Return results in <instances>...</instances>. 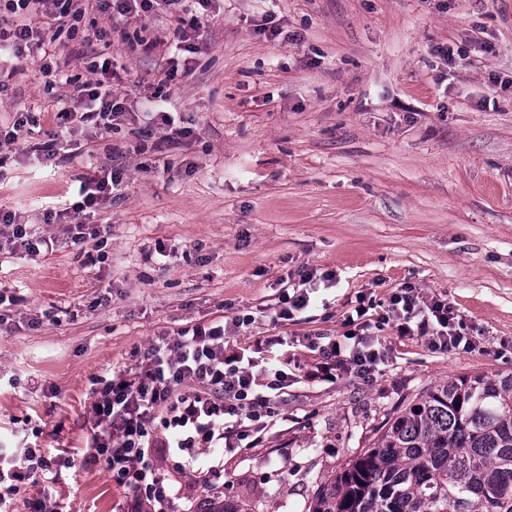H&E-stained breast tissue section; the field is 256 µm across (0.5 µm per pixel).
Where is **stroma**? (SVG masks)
Returning a JSON list of instances; mask_svg holds the SVG:
<instances>
[{"label":"stroma","mask_w":512,"mask_h":512,"mask_svg":"<svg viewBox=\"0 0 512 512\" xmlns=\"http://www.w3.org/2000/svg\"><path fill=\"white\" fill-rule=\"evenodd\" d=\"M202 24L189 74L162 88L158 53L121 37L168 35L167 16L122 21L111 52L130 76L113 91L128 112L106 135L77 125L81 155L53 165L27 149L72 108L87 64L65 32L56 76L0 58V121L36 118L0 171V208L50 241L34 259L0 250V291L15 298L0 307V441L56 461L20 485L13 512L47 485L58 512H123L104 464L85 462L91 406L102 379L197 324L252 314L237 346L285 336L294 373L313 360L297 339L342 335L358 292L383 300L410 283L479 339L442 353L385 328L382 372L297 380L258 447L203 451L196 472L160 459L180 512L216 493L246 512H307L396 409L463 374L512 373V0H212ZM163 111L173 125L150 120ZM174 127L189 146L154 151ZM88 173L122 183L88 218L108 233L80 246L45 211L76 201ZM305 267L336 273L327 307L274 324L287 273Z\"/></svg>","instance_id":"stroma-1"}]
</instances>
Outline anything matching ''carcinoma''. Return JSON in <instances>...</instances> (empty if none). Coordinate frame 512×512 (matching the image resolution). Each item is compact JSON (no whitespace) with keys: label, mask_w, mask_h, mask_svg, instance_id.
I'll return each mask as SVG.
<instances>
[{"label":"carcinoma","mask_w":512,"mask_h":512,"mask_svg":"<svg viewBox=\"0 0 512 512\" xmlns=\"http://www.w3.org/2000/svg\"><path fill=\"white\" fill-rule=\"evenodd\" d=\"M201 512H244L213 495ZM308 512H512V373L427 390L327 480Z\"/></svg>","instance_id":"1"}]
</instances>
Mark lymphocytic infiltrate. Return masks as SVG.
I'll list each match as a JSON object with an SVG mask.
<instances>
[{
	"instance_id": "lymphocytic-infiltrate-1",
	"label": "lymphocytic infiltrate",
	"mask_w": 512,
	"mask_h": 512,
	"mask_svg": "<svg viewBox=\"0 0 512 512\" xmlns=\"http://www.w3.org/2000/svg\"><path fill=\"white\" fill-rule=\"evenodd\" d=\"M165 8L179 51L197 53L202 26L200 16L183 0H0V14H13L11 24L0 25V54L29 57L43 75L54 67L49 44L55 42L68 21L99 13L101 22L81 38L80 53L89 62V80L73 84L70 98L75 110L58 113V127L73 119L111 131L125 109L112 93L121 75L110 58L94 47L109 39L119 17H148ZM116 185L115 179L87 175L79 180L80 199L71 208L55 212L64 234L73 244L87 240L82 215L98 206ZM0 238L11 251L35 257L42 238L21 222L18 212L0 209ZM336 275L302 271L300 287L282 294L274 323L293 320L295 312L308 307L319 287H333ZM252 315H237L181 330L176 340L160 339L140 356L135 367L113 372L105 379L99 399L92 406L95 417L87 460L104 463L112 482L127 493V512H178L170 486L159 475L154 449L185 455L194 466L201 448H254L266 428L280 415L292 379L287 361L263 362L261 355L281 346L279 335L254 340V356L248 357L232 344ZM342 337L318 347L319 358L307 368L310 382L333 381L345 374L369 377L387 362L389 353L378 338L391 327L399 336L419 338L435 351L465 352L473 348L469 327L446 298L427 296L413 285L396 289L383 302L361 295L344 318ZM52 461L38 448L6 453L0 448V512L15 484L49 471Z\"/></svg>"
}]
</instances>
